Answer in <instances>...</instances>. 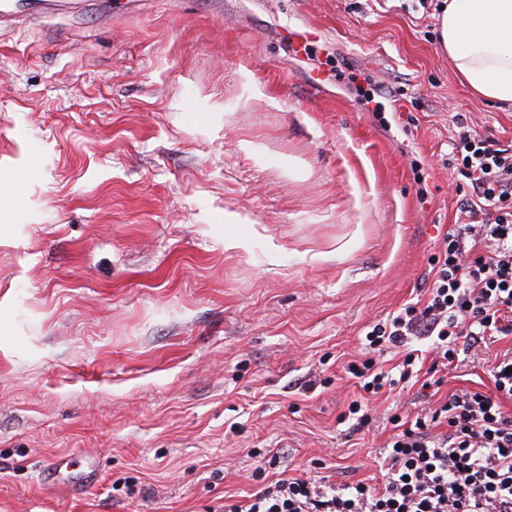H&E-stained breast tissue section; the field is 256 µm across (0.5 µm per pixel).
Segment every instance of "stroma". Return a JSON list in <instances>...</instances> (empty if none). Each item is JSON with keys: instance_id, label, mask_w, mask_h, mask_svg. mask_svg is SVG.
<instances>
[{"instance_id": "stroma-1", "label": "stroma", "mask_w": 512, "mask_h": 512, "mask_svg": "<svg viewBox=\"0 0 512 512\" xmlns=\"http://www.w3.org/2000/svg\"><path fill=\"white\" fill-rule=\"evenodd\" d=\"M438 16L88 0L0 32V512H221L283 473L379 488L391 415L490 389L512 335L434 397L408 385L364 430L340 419L364 327L417 295L457 220L455 115L512 141ZM345 62L396 95L388 124ZM253 449L280 468L255 478Z\"/></svg>"}]
</instances>
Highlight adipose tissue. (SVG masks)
<instances>
[{
    "instance_id": "obj_1",
    "label": "adipose tissue",
    "mask_w": 512,
    "mask_h": 512,
    "mask_svg": "<svg viewBox=\"0 0 512 512\" xmlns=\"http://www.w3.org/2000/svg\"><path fill=\"white\" fill-rule=\"evenodd\" d=\"M439 45L475 94L512 104V0H448Z\"/></svg>"
}]
</instances>
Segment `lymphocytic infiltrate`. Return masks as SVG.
Segmentation results:
<instances>
[{"mask_svg":"<svg viewBox=\"0 0 512 512\" xmlns=\"http://www.w3.org/2000/svg\"><path fill=\"white\" fill-rule=\"evenodd\" d=\"M462 196V223L451 225L429 257L425 298L403 304L367 326L371 354L406 337L431 342V364L421 387L439 368L476 353L486 338L512 335V143L479 132L458 117L446 160ZM362 398L348 405L353 431L372 421L369 396L389 375L370 358L348 366ZM487 391L451 394L413 418L391 416L383 489L326 478H280L250 500H228L224 512H512V353L491 369Z\"/></svg>","mask_w":512,"mask_h":512,"instance_id":"lymphocytic-infiltrate-1","label":"lymphocytic infiltrate"}]
</instances>
